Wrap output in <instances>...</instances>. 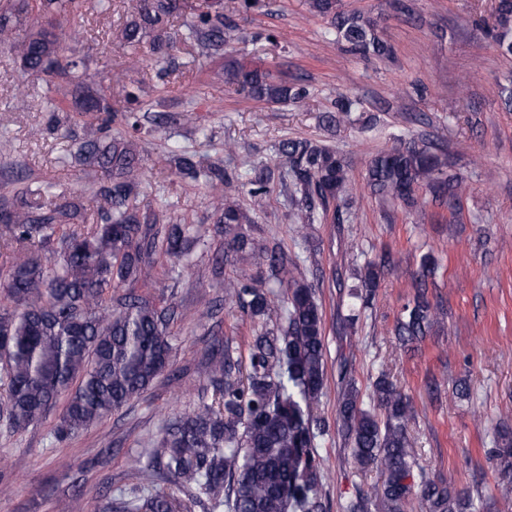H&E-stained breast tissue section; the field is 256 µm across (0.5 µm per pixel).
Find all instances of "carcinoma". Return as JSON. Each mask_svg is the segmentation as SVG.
I'll return each mask as SVG.
<instances>
[{
  "mask_svg": "<svg viewBox=\"0 0 512 512\" xmlns=\"http://www.w3.org/2000/svg\"><path fill=\"white\" fill-rule=\"evenodd\" d=\"M81 7L82 0H0V50L19 59L28 73L55 77L50 111L107 115L106 125L67 150L76 164L110 172L109 180L91 186L89 198L53 205L24 195L0 197V225L19 244L0 268V288L11 302L0 307V369L7 385L0 417L24 430L43 421L61 399L55 428L60 442L143 397L169 368V324L180 315L178 308L159 310L134 291L119 290L138 282L149 286L157 257L170 263L168 272L179 279L191 269L194 247L204 243L198 225L170 211L165 192L155 195L154 204L141 206L143 156L134 133L141 129L142 114L153 109L144 91L129 93L128 110L115 112L85 61L61 62L57 30ZM311 7L328 19L336 40L349 52L364 58L391 54L372 19L339 10L337 0H311ZM221 9V0L198 7L188 0H132L115 39L136 47L149 38L153 50L160 51L167 27L182 17L185 40L204 53L218 51L234 31ZM495 14L493 42L502 54L512 55V0H498ZM218 77L256 101L284 103L309 95L299 81H284L268 69L232 58ZM115 121L124 134L109 133L108 124ZM170 154L179 175L204 178L223 198L229 181L223 161L199 158L179 145L171 146ZM277 155V164H254L245 172L256 206L279 186L299 198L295 220L312 224L346 193L348 166L338 152L308 139H286ZM367 185L376 195L406 203L424 185L434 199L451 206L462 181L446 170L431 146L412 138L374 156ZM90 204L98 217L91 232L62 231L85 223ZM216 214L235 251L247 257L258 249L242 230L254 220L236 201L224 198ZM50 247L54 259L48 266L42 250ZM258 250L279 291L247 275L224 282L226 294L260 325L249 344L247 370L230 348L213 349L204 365L211 401L180 414L162 430L142 467L146 483L102 496L95 512H182L177 495L155 488L156 469L206 512H327L316 448L324 428L314 417L326 389L323 312L312 287L288 267L283 253ZM432 324L433 307L419 292L404 307L396 333L413 343ZM372 402L364 407L358 392L348 387L339 403L336 426L351 439L356 462L383 472L380 485L357 492L342 512H370L373 506L378 512H404L413 499L421 512H472L470 492L441 479L415 481L407 434L414 415L409 397L381 375L374 381ZM498 441L493 459L499 490L508 500L512 431H499Z\"/></svg>",
  "mask_w": 512,
  "mask_h": 512,
  "instance_id": "1",
  "label": "carcinoma"
}]
</instances>
